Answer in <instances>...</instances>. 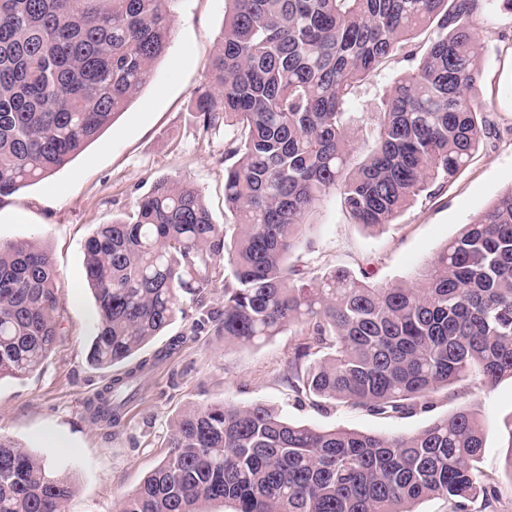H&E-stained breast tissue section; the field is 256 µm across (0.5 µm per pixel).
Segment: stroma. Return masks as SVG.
<instances>
[{"label":"stroma","instance_id":"stroma-1","mask_svg":"<svg viewBox=\"0 0 512 512\" xmlns=\"http://www.w3.org/2000/svg\"><path fill=\"white\" fill-rule=\"evenodd\" d=\"M224 10V0H176L169 48L127 110L63 168L0 200V242L41 245L62 282L54 350L33 372L0 379V436L71 482L66 512H119L164 458L178 416L196 405L261 402L296 423L382 435L412 434L466 407L485 431L480 468L500 488L496 512H512V478L505 469L512 451L501 433L512 417V378L490 387L458 383L434 394L430 412L416 415L382 418L341 404L316 407L298 401L283 378L296 331L260 346L228 343L213 326L197 328L201 311L187 296L176 320L132 356V363L147 359L152 366L141 375L120 426L93 419L88 404L114 370L91 365L88 357L98 311L86 285V240L99 225L131 214L160 178L191 184L215 223L230 221L224 133L203 131L192 99L208 79ZM471 24L483 48L476 96L489 107L491 121L479 150L434 195L418 197L396 223L377 230L351 223L339 196L330 195L313 218L301 268H363L382 282L407 280L512 187V12L501 0H479Z\"/></svg>","mask_w":512,"mask_h":512}]
</instances>
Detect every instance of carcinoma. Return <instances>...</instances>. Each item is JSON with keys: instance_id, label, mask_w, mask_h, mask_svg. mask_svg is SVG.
Masks as SVG:
<instances>
[{"instance_id": "1", "label": "carcinoma", "mask_w": 512, "mask_h": 512, "mask_svg": "<svg viewBox=\"0 0 512 512\" xmlns=\"http://www.w3.org/2000/svg\"><path fill=\"white\" fill-rule=\"evenodd\" d=\"M174 0H0V199L68 164L150 82L170 44ZM209 80L194 93L205 130L224 136V207L162 179L132 215L86 241L99 325L89 361L114 366L168 327L185 294L201 302L224 262V340L262 345L292 326L286 380L313 405L387 417L430 410V395L471 377H512V187L407 281L334 269L310 282L291 262L310 216L337 193L367 229L396 223L448 182L489 126L473 90L478 0H225ZM429 32L424 45L416 42ZM410 62L370 133L352 144L347 107L387 64ZM62 283L32 242L0 244V378L36 370L60 336ZM144 363L91 402L120 425ZM159 466L119 512H495L477 466L484 436L467 409L411 435L317 429L263 403L195 406ZM72 485L0 436V512H65Z\"/></svg>"}]
</instances>
